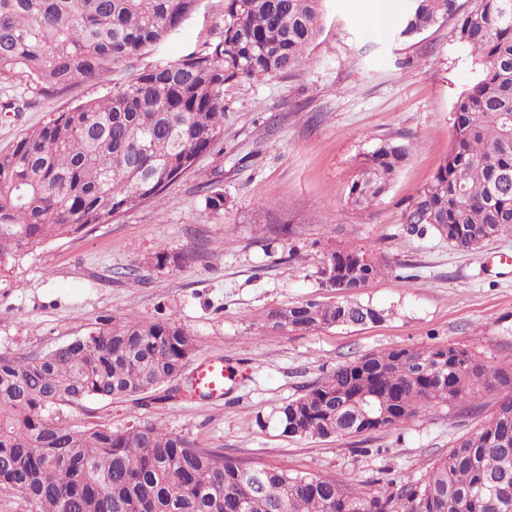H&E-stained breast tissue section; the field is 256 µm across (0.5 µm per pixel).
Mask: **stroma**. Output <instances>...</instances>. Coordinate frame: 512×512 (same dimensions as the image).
<instances>
[{
    "label": "stroma",
    "mask_w": 512,
    "mask_h": 512,
    "mask_svg": "<svg viewBox=\"0 0 512 512\" xmlns=\"http://www.w3.org/2000/svg\"><path fill=\"white\" fill-rule=\"evenodd\" d=\"M365 19L372 0H326L322 29L302 70L224 88V137L162 194L140 208L0 258V352L40 355L127 313L176 320L197 350L170 387L112 401L63 405L53 417L126 430L160 421L200 448L291 473L336 476L355 488L396 492L424 481L453 442L479 427L497 395L440 405L407 423L354 437L284 435L280 408L338 364L395 348L453 344L512 372V231L473 252L433 233L409 232L404 214L446 159L458 96L480 71L449 17L417 37L393 36ZM224 34V0L199 7L167 45L111 68L104 82L43 95L0 83V152L51 114L108 94L156 64L207 50ZM17 111L2 109L6 100ZM413 149L389 190L369 208L345 190L380 140ZM224 194L205 208V186ZM354 247L388 269L357 302L386 318L363 326L272 329L271 311L308 300L336 302L322 287L326 256ZM174 256L160 266L159 252ZM239 378L223 400L186 392L203 359Z\"/></svg>",
    "instance_id": "1"
}]
</instances>
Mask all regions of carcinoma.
Returning a JSON list of instances; mask_svg holds the SVG:
<instances>
[{
    "instance_id": "obj_1",
    "label": "carcinoma",
    "mask_w": 512,
    "mask_h": 512,
    "mask_svg": "<svg viewBox=\"0 0 512 512\" xmlns=\"http://www.w3.org/2000/svg\"><path fill=\"white\" fill-rule=\"evenodd\" d=\"M199 0H0V82L22 79L42 94L77 79L102 82L113 65L166 44ZM458 0H412L396 31L410 39L453 16ZM323 0H225L224 35L209 49L147 68L104 97L59 112L0 153V256L49 237L107 224L139 207L211 152L224 135V88L303 68L322 29ZM457 39L481 79L454 105L448 158L404 214L453 249L470 252L512 229V0H474ZM411 152L382 139L361 163L347 202L369 207ZM342 248L326 258L360 271L379 264ZM367 305L307 301L277 311L280 329L351 325ZM194 339L172 319L129 314L34 357L0 353V490L32 512H512V373L452 344L393 349L338 365L281 408L285 435L322 437L343 428L336 399L357 411L373 395L401 425L439 405L498 400L479 428L453 442L427 479L372 495L337 477L290 474L198 448L153 421L120 432L56 420L50 411L90 398L156 390L178 378ZM298 426L301 431L288 432Z\"/></svg>"
}]
</instances>
